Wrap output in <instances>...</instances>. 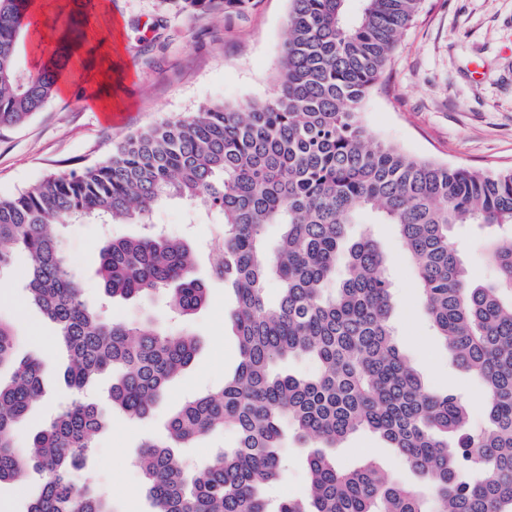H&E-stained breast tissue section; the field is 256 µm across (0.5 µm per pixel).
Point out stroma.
Masks as SVG:
<instances>
[{"label": "stroma", "mask_w": 512, "mask_h": 512, "mask_svg": "<svg viewBox=\"0 0 512 512\" xmlns=\"http://www.w3.org/2000/svg\"><path fill=\"white\" fill-rule=\"evenodd\" d=\"M105 2L106 12L83 19L93 37L85 47L82 80L68 85L23 125L0 128V195L18 193L51 172L101 161L114 144L160 119L180 117L210 102L235 105L274 93L289 0H246L242 8L214 14L184 12L178 0ZM96 89L111 99V119H104L89 100ZM360 112L374 135L413 156L485 172L512 169V0H423ZM153 218L171 225L175 238L191 243L199 271H206L212 257L204 245L217 225L191 223L187 206L177 200L159 205ZM365 229L387 256L400 350L432 390L461 392L473 409V421L481 422L482 388L456 366L431 326L395 227L356 224L351 232ZM139 230L136 224L65 227V249L89 304L104 297L95 275L103 237L132 236ZM493 237L476 226L460 232L469 272L483 285L494 275L486 258ZM26 262L24 254H16L13 267L0 274V314L19 333L17 355L39 359L44 366L43 394L15 429L21 446L43 427L49 407L71 399L63 379L66 357L50 344L54 328L24 300L20 275ZM208 288L207 305L188 323L198 340L193 363L172 382L150 417L132 422L113 413L75 472L76 481L90 478L107 490L117 512H152L134 464L141 443L161 435L167 418L187 400L222 387L237 364L229 319L235 297L222 283ZM336 456L348 468L372 459L401 481L415 480L401 458L368 432L349 438Z\"/></svg>", "instance_id": "35a3bbf8"}]
</instances>
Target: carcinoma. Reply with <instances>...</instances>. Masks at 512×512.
<instances>
[{"label": "carcinoma", "mask_w": 512, "mask_h": 512, "mask_svg": "<svg viewBox=\"0 0 512 512\" xmlns=\"http://www.w3.org/2000/svg\"><path fill=\"white\" fill-rule=\"evenodd\" d=\"M243 2L182 0V8L214 13ZM289 2L274 95L162 119L98 163L0 195V271L14 253L27 256L25 295L56 328L73 389L27 447L16 446L14 426L41 396L42 370L15 360L17 332L0 314V369H11L0 378V484L29 470L43 476L27 512H115L103 492L74 480L109 422L82 390L112 374V409L139 420L196 352L186 328L116 321L88 305L58 228L149 224L174 199L203 205L221 224L208 277L235 295L239 362L223 387L173 413L164 437L140 445L153 512H512V170L418 159L359 121L421 0H360L353 16L348 0ZM91 6L72 0L66 19L37 33L25 15H43L45 0H0V127L26 123L75 76L78 17ZM22 50L35 70L22 66ZM365 212L395 226L437 335L453 362L481 380V427H470L469 403L429 389L400 351L386 257L370 234L350 233ZM458 224L508 232L487 254L493 283L471 280L452 235ZM272 225L280 234L271 246ZM96 273L112 299L166 293L186 322L208 302L190 246L150 230L104 239ZM294 357L314 359L315 375L282 372ZM224 430L233 444L204 466L176 460L173 449ZM362 430L394 449L420 485L373 461L339 465L336 449ZM290 444L308 449L307 498L273 501L268 490Z\"/></svg>", "instance_id": "carcinoma-1"}]
</instances>
